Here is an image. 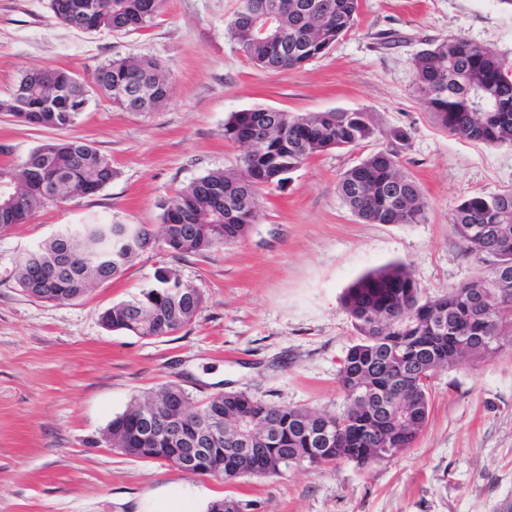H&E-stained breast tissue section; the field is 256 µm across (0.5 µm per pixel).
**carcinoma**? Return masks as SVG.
<instances>
[{
  "mask_svg": "<svg viewBox=\"0 0 512 512\" xmlns=\"http://www.w3.org/2000/svg\"><path fill=\"white\" fill-rule=\"evenodd\" d=\"M80 0H49L57 19L68 23L70 7ZM100 8L87 16L84 31H135L146 27L163 0H94ZM284 42L254 35L246 18L234 11L226 32L244 55L264 70L297 69L325 55L350 31L359 0H271ZM416 90L436 121L449 133L490 146H512V66L489 49L461 36L430 44L413 57ZM459 80L491 90L509 107L477 112L463 96ZM74 74L58 68L26 69L18 79L36 90L29 111L19 118L38 127L63 129L74 124L83 104L76 92L65 93ZM96 86L112 103L129 112L150 111L168 96V75L146 57L112 59L94 73ZM268 114L269 132L254 150L245 151L239 167L217 169L195 179L162 205V224H126L122 242L113 248L105 224H81L39 246L34 265L25 257L16 270L18 286L29 296L50 301L78 299L93 284L118 276L139 252L160 242L175 256L199 255L241 240L256 223L259 191L282 188L288 174L313 156L333 148L355 147L375 135L365 112L333 110L311 114L253 108L232 113L224 138L239 143ZM388 145L346 170L339 182L344 203L365 224H418L425 219L423 192L401 163L407 131L395 128ZM112 160L79 140H60L33 149L18 165L0 166V185L14 197L0 196V228L26 224L41 208L55 202L60 187L70 196H92L112 182ZM251 181L246 202L236 199L237 185ZM451 224L469 253L487 267L472 280L439 296L427 295L402 264L377 268L347 289L343 303L357 340L343 359L339 382L345 396L338 413H316L256 400L227 391L191 405L177 385H164L135 399L109 423L105 440L141 461L165 460L176 466L182 449L198 435L224 425L214 439L205 473L222 478H267L284 467L316 470L341 460L361 466L393 458L410 448L430 414L428 382L461 359L483 360L512 346V189L461 199ZM202 296L176 276L162 271L156 284L100 313L112 331L139 337L171 335L189 324ZM477 343L461 348L459 337ZM192 406L194 421L173 437L163 429L142 428V413L152 410L171 420L181 405ZM250 420L253 456L233 451L236 421Z\"/></svg>",
  "mask_w": 512,
  "mask_h": 512,
  "instance_id": "cac0c4a2",
  "label": "carcinoma"
}]
</instances>
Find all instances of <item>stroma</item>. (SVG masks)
<instances>
[{"mask_svg":"<svg viewBox=\"0 0 512 512\" xmlns=\"http://www.w3.org/2000/svg\"><path fill=\"white\" fill-rule=\"evenodd\" d=\"M238 0H164L149 28L83 33L58 21L48 0H0V98L27 68L68 69L91 80L114 58L158 60L167 99L126 112L90 88L65 129L0 112V165L36 147L79 139L112 160L116 175L92 196L50 205L0 235V512H140L194 497H231L244 512H512V350L462 361L430 381V416L411 448L360 466L343 460L268 478L188 475L109 446L103 434L131 400L167 384L192 402L243 391L314 412L344 404L339 363L356 340L341 298L364 273L410 267L429 295L471 280L482 261L465 252L451 213L465 197L512 188V147L448 133L416 91L411 60L461 35L512 63V10L498 0H360L353 29L294 70L256 68L224 32ZM366 112L376 136L323 152L284 188L259 193V217L238 243L208 254L141 252L117 280L80 299L42 301L15 273L30 249L79 224L159 227L161 203L215 169L237 168L224 138L230 113ZM401 128V153L428 208L418 224H365L343 202V173ZM168 267L203 297L174 334L142 338L104 328L100 312L129 299Z\"/></svg>","mask_w":512,"mask_h":512,"instance_id":"obj_1","label":"stroma"}]
</instances>
